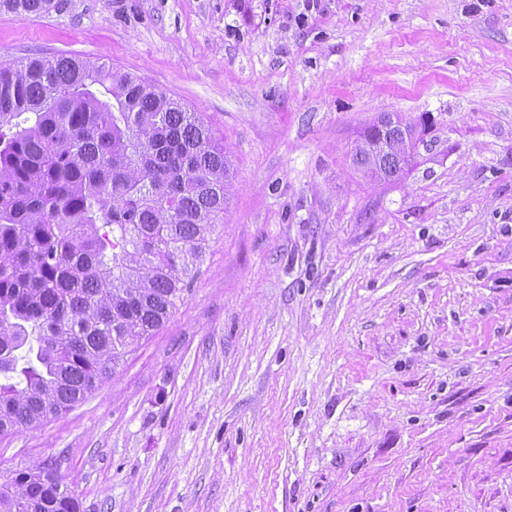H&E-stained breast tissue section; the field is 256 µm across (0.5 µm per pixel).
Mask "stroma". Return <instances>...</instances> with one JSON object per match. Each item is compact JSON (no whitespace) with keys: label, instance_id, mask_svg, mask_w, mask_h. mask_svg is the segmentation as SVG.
<instances>
[{"label":"stroma","instance_id":"35a3bbf8","mask_svg":"<svg viewBox=\"0 0 512 512\" xmlns=\"http://www.w3.org/2000/svg\"><path fill=\"white\" fill-rule=\"evenodd\" d=\"M202 113L234 167L198 274L66 413L0 436L81 512H512V0H64L0 12ZM428 118L390 183L352 163Z\"/></svg>","mask_w":512,"mask_h":512}]
</instances>
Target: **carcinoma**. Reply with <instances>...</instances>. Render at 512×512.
Returning <instances> with one entry per match:
<instances>
[{
	"instance_id": "obj_1",
	"label": "carcinoma",
	"mask_w": 512,
	"mask_h": 512,
	"mask_svg": "<svg viewBox=\"0 0 512 512\" xmlns=\"http://www.w3.org/2000/svg\"><path fill=\"white\" fill-rule=\"evenodd\" d=\"M232 177L203 115L139 76L65 55L0 62V435L68 411L168 319ZM21 501L80 512L47 470L0 488V512Z\"/></svg>"
}]
</instances>
